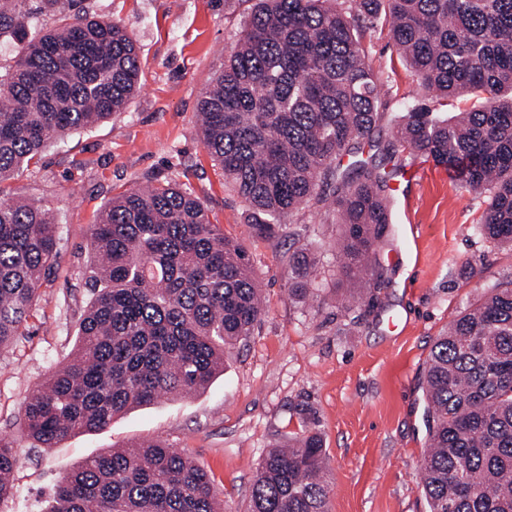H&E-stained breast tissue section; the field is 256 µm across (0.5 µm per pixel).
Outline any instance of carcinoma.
<instances>
[{
  "label": "carcinoma",
  "mask_w": 512,
  "mask_h": 512,
  "mask_svg": "<svg viewBox=\"0 0 512 512\" xmlns=\"http://www.w3.org/2000/svg\"><path fill=\"white\" fill-rule=\"evenodd\" d=\"M28 0H0V37L22 44L0 74V193L49 144L126 109L138 48L80 0H40L53 30L28 34ZM387 26L427 99L391 115L384 156L422 154L487 198L478 230L512 249V0H255L224 70L198 104L201 142L260 235L333 197L358 298L380 286L389 175L359 157L382 116L365 34ZM349 159L342 165L343 159ZM45 207L0 201V348L21 333L59 253ZM291 295H315L318 260L289 258ZM92 295L69 361L24 403L36 447L106 428L134 405L206 387L264 313L249 258L176 184L131 189L91 229ZM429 512H512V281L437 336L424 375ZM19 464L0 445V499ZM326 455L302 433L263 458L247 512H328ZM45 512H224L206 471L162 441L96 456L65 475Z\"/></svg>",
  "instance_id": "1"
}]
</instances>
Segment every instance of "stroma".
<instances>
[{
    "label": "stroma",
    "instance_id": "1",
    "mask_svg": "<svg viewBox=\"0 0 512 512\" xmlns=\"http://www.w3.org/2000/svg\"><path fill=\"white\" fill-rule=\"evenodd\" d=\"M253 4L81 2L90 15L126 27L140 51L141 88L124 111L47 146L7 186L11 195L52 209L59 260L21 334L0 348V442L20 460L0 512H43L62 477L85 461L152 440L204 468L224 512H246L263 457L305 430L325 449L328 512H428L421 485L426 361L453 317L512 280V249L479 234L483 196L421 155L403 160L424 174L392 195L393 222L377 249L384 282L373 302L344 298L331 203L308 204L287 218L296 239L258 235L246 203L204 150L197 125L198 102ZM364 44L387 111L420 97L387 31L367 33ZM162 182L188 188L246 253L265 313L206 388L134 407L50 450L34 447L24 430V402L74 349L90 301V230L113 197ZM305 247L320 259L319 298L301 302L288 291V258Z\"/></svg>",
    "mask_w": 512,
    "mask_h": 512
}]
</instances>
